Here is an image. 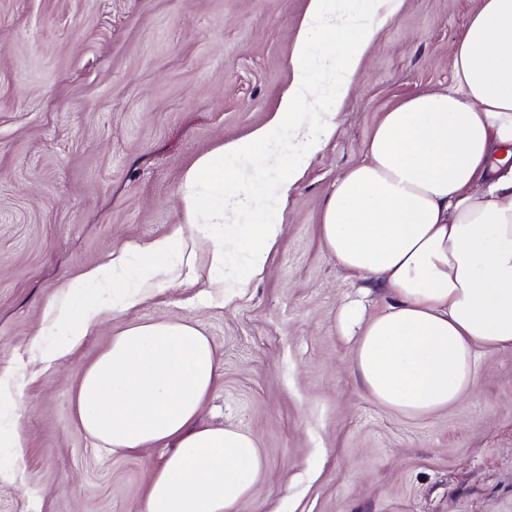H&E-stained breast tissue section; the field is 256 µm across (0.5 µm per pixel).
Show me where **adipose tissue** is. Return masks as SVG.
<instances>
[{
  "label": "adipose tissue",
  "instance_id": "ef3b65f1",
  "mask_svg": "<svg viewBox=\"0 0 512 512\" xmlns=\"http://www.w3.org/2000/svg\"><path fill=\"white\" fill-rule=\"evenodd\" d=\"M401 4L308 0L277 110L187 171L181 228L112 251L70 301L51 308L48 332L33 340L44 358L70 353L106 309H134L175 263L184 229L210 243L225 287H249L263 274L299 176L290 155L323 145L307 121L332 132L365 54ZM453 57L454 89L419 92L382 115L320 224L337 265L387 296L369 315L347 306L341 318L355 329L354 371L369 395L409 418L456 406L483 354L512 352V0H482ZM242 218L247 233L227 237L225 226ZM219 376L209 336L169 319L129 324L83 371L73 405L88 435L125 453L169 449L145 484L144 512H235L265 480L248 433L199 422ZM20 411L13 378L1 373L0 450L16 455Z\"/></svg>",
  "mask_w": 512,
  "mask_h": 512
}]
</instances>
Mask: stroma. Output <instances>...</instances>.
I'll list each match as a JSON object with an SVG mask.
<instances>
[{
    "label": "stroma",
    "mask_w": 512,
    "mask_h": 512,
    "mask_svg": "<svg viewBox=\"0 0 512 512\" xmlns=\"http://www.w3.org/2000/svg\"><path fill=\"white\" fill-rule=\"evenodd\" d=\"M481 0H403L380 30L323 149L281 211L284 234L245 292L209 246L133 311L105 312L52 364L32 340L113 249L181 221L185 172L248 136L292 79L308 0H0V372L21 390L23 453L0 512H142L165 451L112 452L80 426L77 382L131 322L196 325L221 375L200 418L251 435L267 477L238 512H512V352L483 356L457 406L402 417L353 372L339 313L362 301L323 245L322 211L383 112L452 89L453 42Z\"/></svg>",
    "instance_id": "stroma-1"
}]
</instances>
